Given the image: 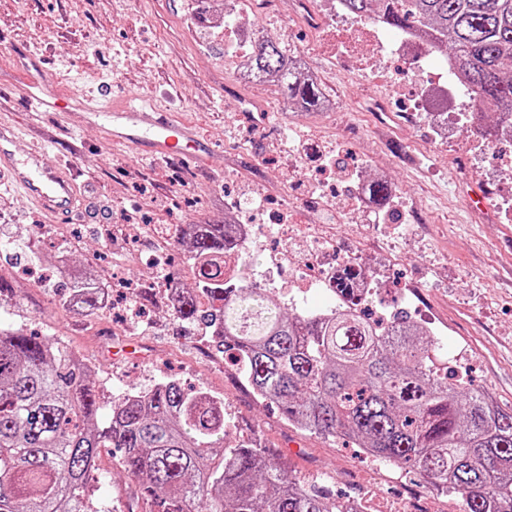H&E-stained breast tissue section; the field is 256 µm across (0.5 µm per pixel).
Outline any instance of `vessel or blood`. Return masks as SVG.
<instances>
[{"label": "vessel or blood", "instance_id": "obj_1", "mask_svg": "<svg viewBox=\"0 0 512 512\" xmlns=\"http://www.w3.org/2000/svg\"><path fill=\"white\" fill-rule=\"evenodd\" d=\"M46 71L45 56L26 49L15 54L12 66L0 72V80L15 83L30 111L85 113L105 144L130 149L155 161L184 156L197 166L208 165L211 149L188 122L174 120L140 101L115 103L106 86L94 94L78 88L63 92L50 89ZM23 132L20 121L0 116V169L9 173L15 191L33 209L55 219L77 213L83 199L74 169L49 162L43 141L33 143L24 155H17L16 144Z\"/></svg>", "mask_w": 512, "mask_h": 512}]
</instances>
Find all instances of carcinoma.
Instances as JSON below:
<instances>
[{
  "label": "carcinoma",
  "mask_w": 512,
  "mask_h": 512,
  "mask_svg": "<svg viewBox=\"0 0 512 512\" xmlns=\"http://www.w3.org/2000/svg\"><path fill=\"white\" fill-rule=\"evenodd\" d=\"M356 18L381 15L416 28L454 61L470 91L471 119L497 115L485 139L512 140V0H344ZM282 42L254 43L257 77L274 79L288 102L320 108L319 84L292 65ZM386 207L391 186L368 184ZM222 224H181L176 242L194 280L175 288L172 320L240 359L246 384L285 420L368 456L407 464L454 491L464 512H512V411L488 392L450 381L428 330L397 313L379 327L358 307L291 313L224 258L248 250ZM78 307L106 308L99 278L70 280ZM210 301L201 307L200 297ZM91 369L74 353L20 325L0 329V512H96L91 495L102 448L121 450L145 512H359L292 474L250 438L230 446L224 400L171 379L102 406Z\"/></svg>",
  "instance_id": "1"
}]
</instances>
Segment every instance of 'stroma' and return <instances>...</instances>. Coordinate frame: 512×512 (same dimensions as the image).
<instances>
[{"instance_id":"1","label":"stroma","mask_w":512,"mask_h":512,"mask_svg":"<svg viewBox=\"0 0 512 512\" xmlns=\"http://www.w3.org/2000/svg\"><path fill=\"white\" fill-rule=\"evenodd\" d=\"M256 29L304 51L319 83L336 103L328 119L311 117L301 131L317 151L330 154L337 176L360 167L394 184L406 206L404 224H374L368 216L355 223L339 221L347 197L339 191L332 208L301 210L303 223L324 226L331 234L337 260L388 241L391 259L387 284L377 300L397 309L426 314L439 354L462 348L474 363L471 381L487 389L498 405L512 409V231L496 204L512 200V175L486 179L498 155L512 144L497 142L485 151L468 152L482 136L468 120L458 121L439 147L433 131L410 110L402 90L429 87L428 68L399 61L392 73L397 88L387 95L372 84L357 61L340 66L336 43L359 36L360 54H368L370 32L347 16L337 17L325 35L308 30L291 10L251 16ZM43 51L51 88L66 89L80 77H99L112 84V96L139 93L192 122L212 147L210 168L180 162H154L131 151L104 145L97 129L79 111L43 113L30 120L23 100L0 87V103L21 122L30 123V140L51 137L49 159L63 155L77 172L83 196L81 212L49 220L32 209L0 172V240L11 243L0 263L40 262L46 250L34 249L29 227L41 224L58 243L69 245L64 263L92 257L104 283L113 277L131 287L152 283L159 275L146 259L164 251L169 275L188 276L190 268L173 236H159L154 226L222 222L223 197L263 196L272 208L301 209L310 196L315 172L312 159H295L283 132L291 107L275 82L239 83L224 64V38L188 17L185 0H0V70L21 49ZM388 97L389 112H365L364 95ZM267 116L264 128L251 127L245 112ZM487 194L488 208L468 213L464 202L473 190ZM265 249L283 245L294 252L289 269L275 277L261 273L260 263L246 266L251 280L282 299L281 284L302 267L307 243L284 242L277 228L259 241ZM150 323L130 327L105 310L89 315L63 304L60 291L42 284L13 282L0 294V326L24 325L77 352L91 368L104 402L152 388L172 378L190 382L223 399L231 421L230 437L254 436L273 455L288 460L301 480L319 483L336 494L373 498L379 512H460V499L434 489L405 465L377 468L355 447L288 425L278 408L256 398L237 368L206 345L198 332L180 327L163 305ZM95 500L102 512H128L134 506L133 482L123 473L111 449L100 452Z\"/></svg>"}]
</instances>
